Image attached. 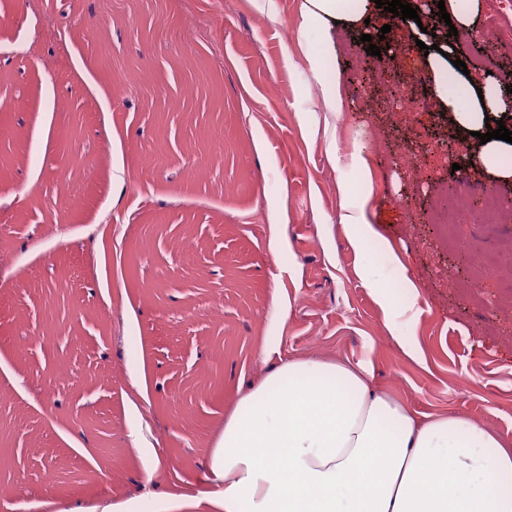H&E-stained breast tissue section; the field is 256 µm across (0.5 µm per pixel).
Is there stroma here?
<instances>
[{
	"label": "stroma",
	"instance_id": "1",
	"mask_svg": "<svg viewBox=\"0 0 512 512\" xmlns=\"http://www.w3.org/2000/svg\"><path fill=\"white\" fill-rule=\"evenodd\" d=\"M302 2L272 15L265 0H0V512H110L146 494L160 512H221L225 418L302 357L366 364L417 413L512 440V311L498 279L473 294L480 268L453 267L456 240L489 263L512 247V220L490 238L439 218L462 178L512 211V180L424 153L440 138L463 159L474 146L418 76L408 24L386 42L409 45L400 72L423 108L367 111L363 80L391 73L341 27L349 106L326 118ZM455 41L481 81L512 80V46L483 12ZM401 142L425 156L418 177L396 162ZM351 203L383 243L355 251ZM363 259L400 287L416 359L390 340Z\"/></svg>",
	"mask_w": 512,
	"mask_h": 512
}]
</instances>
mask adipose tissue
<instances>
[{
  "label": "adipose tissue",
  "instance_id": "adipose-tissue-1",
  "mask_svg": "<svg viewBox=\"0 0 512 512\" xmlns=\"http://www.w3.org/2000/svg\"><path fill=\"white\" fill-rule=\"evenodd\" d=\"M375 0H306L300 33L326 112L343 111L336 23L362 26ZM455 44L425 73L464 131L505 112L496 84L452 75ZM211 468L224 512H512V445L464 415H419L375 390L360 364L298 358L241 396Z\"/></svg>",
  "mask_w": 512,
  "mask_h": 512
}]
</instances>
